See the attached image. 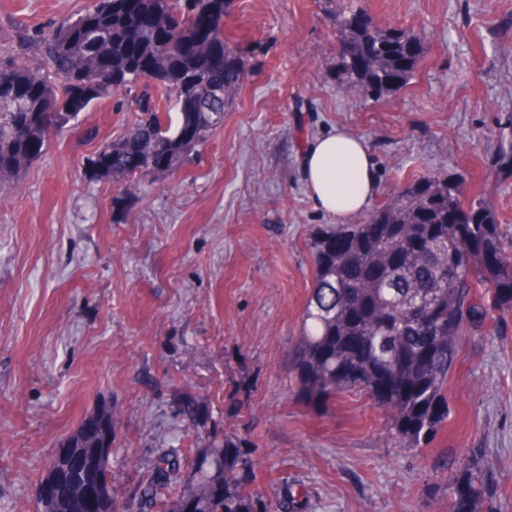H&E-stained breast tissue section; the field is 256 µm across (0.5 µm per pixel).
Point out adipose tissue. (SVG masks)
Returning <instances> with one entry per match:
<instances>
[{"instance_id":"adipose-tissue-1","label":"adipose tissue","mask_w":512,"mask_h":512,"mask_svg":"<svg viewBox=\"0 0 512 512\" xmlns=\"http://www.w3.org/2000/svg\"><path fill=\"white\" fill-rule=\"evenodd\" d=\"M302 167L314 206L336 220L358 216L377 193L374 158L348 130L338 128L311 142Z\"/></svg>"}]
</instances>
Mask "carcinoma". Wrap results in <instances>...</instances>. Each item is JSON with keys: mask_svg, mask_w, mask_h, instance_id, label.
I'll list each match as a JSON object with an SVG mask.
<instances>
[{"mask_svg": "<svg viewBox=\"0 0 512 512\" xmlns=\"http://www.w3.org/2000/svg\"><path fill=\"white\" fill-rule=\"evenodd\" d=\"M214 0H90L77 19L50 32L39 48L50 68L32 70L0 60V181L42 156L51 135L91 102L124 94L116 107L137 113L131 128L91 159L94 179L145 176L177 167L224 112L206 81L219 78L232 94L245 68L239 45L224 37ZM339 42L369 63L337 57L336 80L376 99L405 87L425 54L420 37L371 22L347 0L336 6ZM499 170L512 173V139L500 140ZM461 211L472 221L459 224ZM315 260L304 328L292 354L302 396L324 405L360 390L386 411L403 446L423 448L448 423V375L459 337L493 314L512 310V256L501 246L494 210L465 198L462 181L446 174L415 179L376 207L363 224L326 228L310 240ZM72 434L67 458L48 474L63 479L60 495L38 512H72L95 451ZM205 459L184 475L174 455L149 472L146 494L155 512H257L258 495L240 476L245 453L226 442L186 448ZM493 464L472 450L451 464L448 512H477L493 496Z\"/></svg>", "mask_w": 512, "mask_h": 512, "instance_id": "carcinoma-1", "label": "carcinoma"}]
</instances>
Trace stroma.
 Instances as JSON below:
<instances>
[{"mask_svg":"<svg viewBox=\"0 0 512 512\" xmlns=\"http://www.w3.org/2000/svg\"><path fill=\"white\" fill-rule=\"evenodd\" d=\"M90 0H0V56L47 65L35 34ZM373 23L425 42L409 84L377 100L336 85V24L323 0H231L227 35L248 58L222 124L173 171L93 181L88 160L136 116L83 112L44 155L0 182V512H36L62 442L112 411L107 477L120 512L176 448L241 444L249 486L285 512H448L450 458L480 450L512 512V312L461 338L448 424L404 448L367 395L316 408L290 353L314 288L312 234L333 226L308 194L301 154L345 128L368 145L377 201L450 174L494 210L512 255V0H358ZM127 206L116 211L114 199ZM202 415H181L186 400Z\"/></svg>","mask_w":512,"mask_h":512,"instance_id":"1","label":"stroma"}]
</instances>
